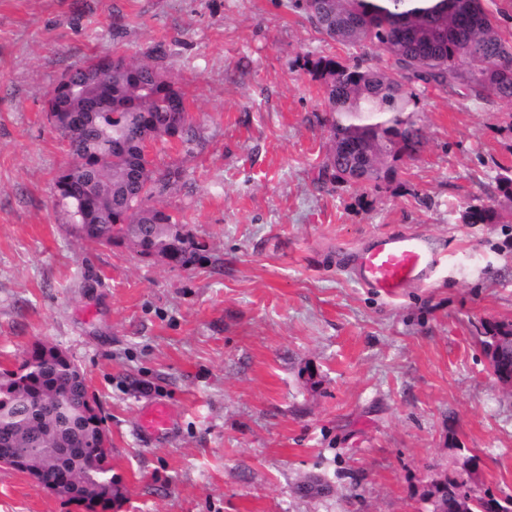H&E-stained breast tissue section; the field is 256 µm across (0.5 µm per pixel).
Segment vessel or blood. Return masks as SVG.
I'll return each instance as SVG.
<instances>
[{"label": "vessel or blood", "instance_id": "b4317fda", "mask_svg": "<svg viewBox=\"0 0 512 512\" xmlns=\"http://www.w3.org/2000/svg\"><path fill=\"white\" fill-rule=\"evenodd\" d=\"M443 257L441 248L428 235H379L357 252L354 274L363 286L394 299L405 288L427 285L442 265ZM171 425L168 406L156 403L141 413L137 430L142 436L153 437L167 433Z\"/></svg>", "mask_w": 512, "mask_h": 512}]
</instances>
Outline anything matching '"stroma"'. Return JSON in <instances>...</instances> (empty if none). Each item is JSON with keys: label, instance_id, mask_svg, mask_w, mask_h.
Instances as JSON below:
<instances>
[{"label": "stroma", "instance_id": "35a3bbf8", "mask_svg": "<svg viewBox=\"0 0 512 512\" xmlns=\"http://www.w3.org/2000/svg\"><path fill=\"white\" fill-rule=\"evenodd\" d=\"M156 45L197 126L159 156L184 171L167 208L205 246L186 267L82 245L54 189L57 79ZM306 53L357 51L293 0H0V371L46 343L84 372L124 488L112 512H428L424 484L471 456L481 489L512 496V390L480 345L512 322V106L425 91L424 144L393 181L322 186ZM470 204L503 223H464ZM402 232L445 262L389 299L351 255ZM154 402L173 425L146 440ZM0 512L85 510L0 466Z\"/></svg>", "mask_w": 512, "mask_h": 512}]
</instances>
